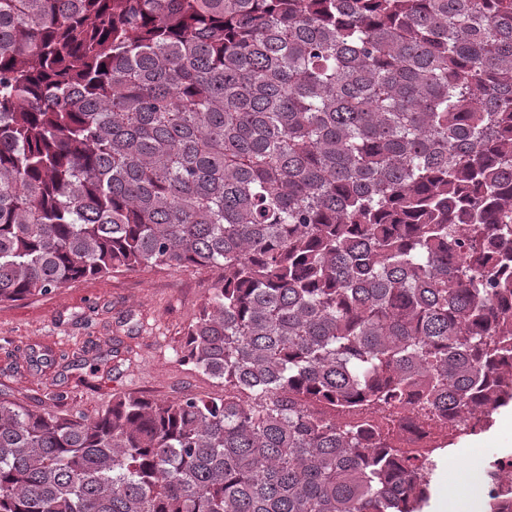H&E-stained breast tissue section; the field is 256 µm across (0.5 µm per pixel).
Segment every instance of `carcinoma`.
I'll return each instance as SVG.
<instances>
[{"instance_id":"obj_1","label":"carcinoma","mask_w":512,"mask_h":512,"mask_svg":"<svg viewBox=\"0 0 512 512\" xmlns=\"http://www.w3.org/2000/svg\"><path fill=\"white\" fill-rule=\"evenodd\" d=\"M139 267L222 390L0 398V512H422L332 411L512 401V0H0V303Z\"/></svg>"}]
</instances>
